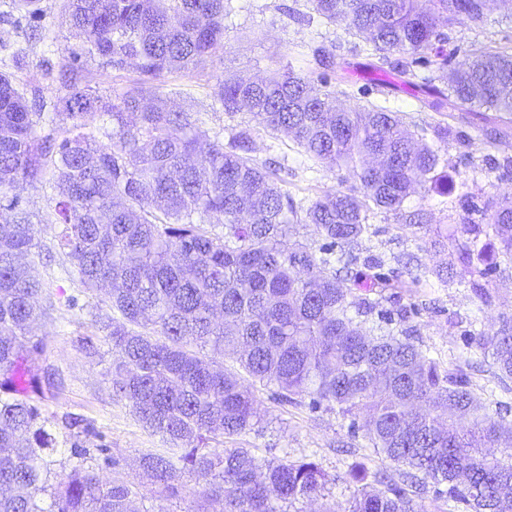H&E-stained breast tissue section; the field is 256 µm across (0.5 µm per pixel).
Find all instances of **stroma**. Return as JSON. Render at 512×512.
I'll use <instances>...</instances> for the list:
<instances>
[{
	"mask_svg": "<svg viewBox=\"0 0 512 512\" xmlns=\"http://www.w3.org/2000/svg\"><path fill=\"white\" fill-rule=\"evenodd\" d=\"M66 0H35L36 16H29L17 0H0V72L11 74L27 100L50 106L63 95L59 70L63 56L80 53L82 82L103 99L116 101L141 82L135 64L116 70L99 58L86 55L84 40L68 26ZM232 15L226 19L225 46L212 62L190 72L165 74L163 92L184 109L193 112L201 132L210 139L228 140L242 129L248 130L255 143L259 162L276 161L281 165V186L294 199L312 200L328 191H346L356 181L347 170L323 166L308 167L305 158L283 134H272L259 126L252 114L224 112L215 99L219 80L255 73L285 64L303 63V47L313 41L336 46V73L340 80L335 89L344 105H362L369 101H387L393 111L403 113L417 137L432 141L434 129L442 116L421 108L413 87L401 84L397 72L384 76L373 72L372 57L357 51L358 36L343 26L309 28L297 24L287 14L294 8L309 11L308 0H233ZM448 57L460 60L480 47L512 49V13L491 11L482 27L468 20H458L447 28ZM384 79L387 93H379L375 83ZM25 207L41 232V247L32 262V271L50 293L34 324L31 336L42 342L38 358L39 377L54 376L57 387L41 401L44 417L57 439L53 455L55 465L51 483H58L69 470L70 448L80 444L91 448L104 439L114 457L119 458L125 479L140 488L138 512H157L167 506L169 512H190L189 494L170 500L160 498L156 487L144 474L139 461L144 453L164 448L161 436L146 428L134 416L126 402L112 396L106 370L112 353L101 337L99 320L110 309L99 297L85 290L77 278L66 274L68 261L53 246L58 226L55 222L56 197L46 186L29 187L23 192ZM411 208L423 209L418 224H406L398 216L370 211L368 222L374 234L366 246L382 255L389 267L398 269L402 280L453 267L454 278L445 286L434 285L414 294H402V303L417 304L419 312L408 324L417 331V342L443 367L461 369L469 377L475 392L490 405L502 409L512 423V379H499L490 356L481 353L467 336L470 318H478V327L493 334L502 319L512 317V259L499 257L498 272L485 286L490 305H482L472 291V276L457 261L461 202L458 193L427 196L413 195ZM259 406L266 413L262 430L249 431L225 439L228 448H249L261 459L271 455H315L332 474L344 473L348 464L359 460L369 469L389 467L390 462L377 454L363 436H352L349 421L335 412H310L305 405L280 401L275 386H257ZM79 416L92 421L99 437L76 435L64 426L65 418Z\"/></svg>",
	"mask_w": 512,
	"mask_h": 512,
	"instance_id": "obj_1",
	"label": "stroma"
}]
</instances>
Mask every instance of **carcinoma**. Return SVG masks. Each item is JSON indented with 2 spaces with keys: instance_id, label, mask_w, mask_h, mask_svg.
<instances>
[{
  "instance_id": "cac0c4a2",
  "label": "carcinoma",
  "mask_w": 512,
  "mask_h": 512,
  "mask_svg": "<svg viewBox=\"0 0 512 512\" xmlns=\"http://www.w3.org/2000/svg\"><path fill=\"white\" fill-rule=\"evenodd\" d=\"M67 2L66 22L87 52L115 69L135 61L144 80L114 104L79 86L77 54L63 59L66 94L55 109L71 127L58 139L38 134L32 106L0 73V512H131L137 495L122 477L102 479L90 449L76 443L75 463L49 484L56 439L33 372L42 342L26 345L43 293L31 273L40 244L20 196L49 167L56 247L85 288L107 289L114 313L102 322L112 396L169 444L140 460L160 495L176 498L193 482L191 512H303L296 504L330 496L338 477L313 458L210 447L261 424L258 382L289 403L350 419L351 433L364 432L397 466L351 464L345 512H426L418 499L430 487L456 512H512V426L489 416L464 372L415 344L403 324L416 305L385 307L397 272L356 252L373 208L422 221L408 199L417 189L448 194V158L380 103L338 107L328 78L336 46L310 44L308 67L239 75L215 93L224 111L248 108L265 129L291 134L313 163L345 168L358 182L304 206L278 185L277 170L257 162L248 132L201 147L192 114L169 106L155 85L224 46L229 0ZM309 2L312 12L293 11L294 20L346 24L375 70H396L426 94L422 107L478 111L487 172L512 174V156H496L505 136L490 128L497 115L512 116V52L483 47L450 67L443 32L461 16L479 27L512 0ZM447 68L444 91L435 82ZM104 115L112 134L98 145L83 129ZM462 207V259L486 278L497 255L512 258V197ZM478 211L483 224L471 218ZM212 214L224 217V234L206 228ZM294 223L313 225L318 245L287 240ZM470 336L512 379V319L491 336ZM501 444L508 460L485 453Z\"/></svg>"
}]
</instances>
